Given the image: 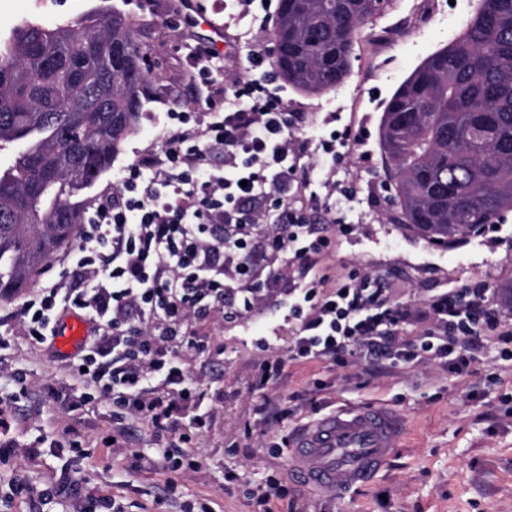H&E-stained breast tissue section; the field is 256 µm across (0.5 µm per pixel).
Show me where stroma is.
I'll list each match as a JSON object with an SVG mask.
<instances>
[{
    "label": "stroma",
    "instance_id": "obj_1",
    "mask_svg": "<svg viewBox=\"0 0 512 512\" xmlns=\"http://www.w3.org/2000/svg\"><path fill=\"white\" fill-rule=\"evenodd\" d=\"M94 5V0H0V36L27 19L53 25ZM478 5L479 0H391L362 26L350 73L335 90L308 95L291 89L286 94L292 110L333 112L340 124L364 130L365 158L353 166L355 199L348 216L360 230L340 240L335 260L363 273L387 274L403 298L420 301L450 284L475 279L512 294V238L493 251L471 237L433 247L392 222L381 188L385 175L378 131L386 102L429 55L463 33ZM183 13V0H140L135 9L141 41L159 68L150 100L114 168L127 165L135 153L157 148L164 112L186 106L196 75L189 53L206 32L188 26ZM244 23L254 28L252 41L240 42L236 28H228L231 47L222 56L226 72L248 66L254 51L271 47L274 15L260 11ZM211 344L223 347V355H191L192 373L205 374L204 390L217 401L199 442L206 468L173 476L157 453L155 436L141 424L131 426L127 446L153 459V466L139 469L113 459L105 444L112 419L104 406L85 409L73 419L81 431L80 439H73L65 430L71 419L63 412V398L47 390L68 381L67 367L52 360L45 346L12 337L6 363L25 374L29 393L20 395L12 375L0 377L5 396L0 417L10 423L0 433V512H70L77 495L116 497L125 512H199L204 501L212 512H257L251 497L270 474L285 491L273 512H288L292 502L300 512H512V418L503 417L500 404L501 397L512 396V362L496 359L492 347H485L461 377L436 367L371 378L358 365L335 371L290 366L288 384L280 390L290 415L272 430L249 389L262 354L260 341L227 323L213 333ZM343 404L391 409L403 418L404 432L372 481L342 497L310 494L289 475L282 438ZM39 437L44 440L40 457L24 456L25 445ZM74 441L79 450H71ZM230 471L237 479L228 484L224 475Z\"/></svg>",
    "mask_w": 512,
    "mask_h": 512
}]
</instances>
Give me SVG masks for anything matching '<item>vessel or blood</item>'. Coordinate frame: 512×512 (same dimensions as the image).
Listing matches in <instances>:
<instances>
[{"mask_svg": "<svg viewBox=\"0 0 512 512\" xmlns=\"http://www.w3.org/2000/svg\"><path fill=\"white\" fill-rule=\"evenodd\" d=\"M88 333V320L67 312L56 325L54 348L61 356H73ZM402 431L396 414L340 408L295 431L288 468L308 491L340 497L385 467Z\"/></svg>", "mask_w": 512, "mask_h": 512, "instance_id": "obj_1", "label": "vessel or blood"}]
</instances>
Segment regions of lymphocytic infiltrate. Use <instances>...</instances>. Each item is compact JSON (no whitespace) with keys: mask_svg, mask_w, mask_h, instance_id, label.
Segmentation results:
<instances>
[{"mask_svg":"<svg viewBox=\"0 0 512 512\" xmlns=\"http://www.w3.org/2000/svg\"><path fill=\"white\" fill-rule=\"evenodd\" d=\"M217 56L210 44L194 47L204 108L166 113L161 149L116 172L119 201H101L79 224L66 254L76 282L37 286L0 316V327L17 326L38 345L53 341L63 311L91 321L69 365L83 389L68 394L66 413L95 399L116 403L152 431L173 468L202 472L196 447L215 404L185 350L208 340L199 320L220 325L231 311L262 316L265 335L290 332L250 384L269 423L286 415L272 392L291 364L344 367L355 355L371 374L432 364L459 377L488 336L512 361V306L489 281L417 306L397 298L383 275L329 266L339 238L355 230L336 215L353 197L337 174L360 134L337 126L335 113L315 124L291 111L260 51L217 89ZM213 154L223 167L209 164Z\"/></svg>","mask_w":512,"mask_h":512,"instance_id":"1","label":"lymphocytic infiltrate"}]
</instances>
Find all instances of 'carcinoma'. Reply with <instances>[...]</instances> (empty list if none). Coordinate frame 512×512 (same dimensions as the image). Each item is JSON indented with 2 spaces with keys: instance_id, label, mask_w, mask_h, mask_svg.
Returning a JSON list of instances; mask_svg holds the SVG:
<instances>
[{
  "instance_id": "carcinoma-1",
  "label": "carcinoma",
  "mask_w": 512,
  "mask_h": 512,
  "mask_svg": "<svg viewBox=\"0 0 512 512\" xmlns=\"http://www.w3.org/2000/svg\"><path fill=\"white\" fill-rule=\"evenodd\" d=\"M385 0H280L273 65L322 94L350 72ZM135 19L95 7L0 37V294L71 240L86 194L135 130L152 82ZM392 220L437 246L512 212V0H480L463 34L397 88L380 122Z\"/></svg>"
}]
</instances>
